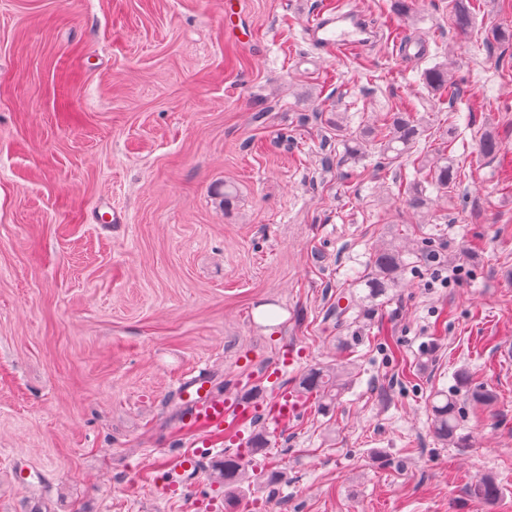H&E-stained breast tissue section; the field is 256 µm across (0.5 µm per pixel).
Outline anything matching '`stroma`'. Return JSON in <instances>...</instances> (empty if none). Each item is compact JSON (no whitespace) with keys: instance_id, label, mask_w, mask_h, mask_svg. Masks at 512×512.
<instances>
[{"instance_id":"stroma-1","label":"stroma","mask_w":512,"mask_h":512,"mask_svg":"<svg viewBox=\"0 0 512 512\" xmlns=\"http://www.w3.org/2000/svg\"><path fill=\"white\" fill-rule=\"evenodd\" d=\"M481 2L460 34L448 0L406 24L390 0H238L232 31L224 0H0V512H224L228 454L286 475L237 512H512V43L486 45L512 13ZM340 4L374 34L333 56L304 26ZM448 58L452 103L423 80ZM407 106L464 161L427 221L398 194L416 151L364 181L324 164ZM419 234L438 257L410 287L329 317L375 248ZM342 357L333 411L268 422L271 387ZM459 370L495 396L461 401L463 452L428 421ZM199 374L252 423L176 417ZM178 452L200 487L167 494ZM483 476L489 508L465 492ZM468 495L485 504L495 503L500 496V488L491 477H483L471 482L467 488Z\"/></svg>"}]
</instances>
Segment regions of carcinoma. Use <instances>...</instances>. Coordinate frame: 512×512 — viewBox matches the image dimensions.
Returning <instances> with one entry per match:
<instances>
[{
  "instance_id": "carcinoma-1",
  "label": "carcinoma",
  "mask_w": 512,
  "mask_h": 512,
  "mask_svg": "<svg viewBox=\"0 0 512 512\" xmlns=\"http://www.w3.org/2000/svg\"><path fill=\"white\" fill-rule=\"evenodd\" d=\"M453 27L466 33L471 30L475 17V0H450L448 3ZM425 84L439 95L446 94L454 100L461 95V89L453 75V62L448 61L428 68L423 73ZM428 131L424 120L415 112L407 110L391 112L384 119L379 134L362 130L346 144L344 156L359 160L376 156V168L391 167L408 150L416 147ZM456 140L448 138L446 145L436 150L437 159H421L425 177L408 181L403 194L409 207L418 211L429 208L430 194L442 196L457 185L460 176L459 161L454 156ZM479 151L484 156H496L501 151L498 140L490 133L477 135ZM411 249L401 242H390L376 249L369 260V272L363 282L368 289V297L375 298L386 294L390 288L398 287L403 276L411 269L408 256ZM346 304H341V301ZM358 306L353 293L341 294L329 315L336 317V325L345 322L348 312ZM352 378V363L340 361L318 365L305 370L298 378V390L314 400L317 410L327 414L334 409L340 396L348 389ZM455 389L451 392H438L431 402L430 423L434 435L443 443L451 444L460 451L470 447L469 438L458 433L460 429V408L457 396L463 392L475 404L486 406L493 402L494 395L472 383L471 376L460 370L454 374ZM219 483L224 485V504L234 507L247 487L275 486L281 481L278 471L259 472L249 470L235 455H224V460L216 465ZM468 495L485 504L495 503L500 496V488L491 477H483L467 488Z\"/></svg>"
}]
</instances>
